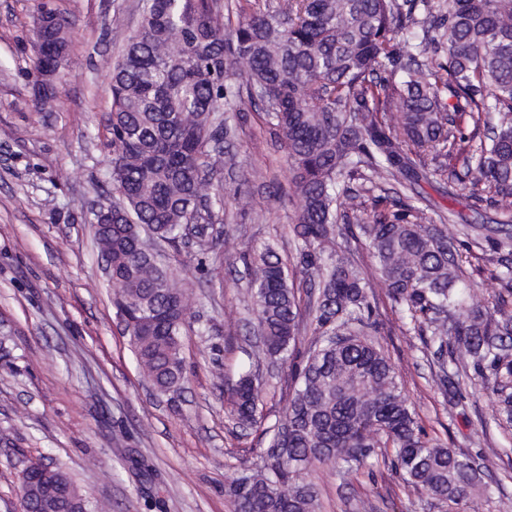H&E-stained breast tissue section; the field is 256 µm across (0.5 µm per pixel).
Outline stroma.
Masks as SVG:
<instances>
[{"label": "stroma", "instance_id": "35a3bbf8", "mask_svg": "<svg viewBox=\"0 0 512 512\" xmlns=\"http://www.w3.org/2000/svg\"><path fill=\"white\" fill-rule=\"evenodd\" d=\"M69 20L68 70L56 106L33 101L30 73L40 4ZM140 22L139 0H0V512H19L20 475L33 461L62 467L105 512H235L231 485L262 465L270 427L282 420L309 346L271 367L255 342V315L242 254L268 241L304 285L290 226L297 198L285 153L262 114L229 113L236 163L256 168L226 196L247 195L250 210L226 203L210 236L162 244L165 262L191 299L183 335L188 381L159 395L141 376L101 270L90 211L108 194L107 130L112 63ZM429 173L408 203L429 216L454 210L473 224L495 223L473 208L457 173L462 159ZM487 258L465 263L468 302L492 305L501 284ZM366 334L397 368L428 437L490 463L485 487L441 503L406 483L381 453L363 473L312 475L321 512H512V426L493 420L496 397L471 375L461 389L433 381V349L412 330L382 282L369 291ZM260 379L257 421L236 424L231 388L245 369Z\"/></svg>", "mask_w": 512, "mask_h": 512}]
</instances>
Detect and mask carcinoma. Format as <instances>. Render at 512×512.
I'll return each mask as SVG.
<instances>
[{
	"label": "carcinoma",
	"mask_w": 512,
	"mask_h": 512,
	"mask_svg": "<svg viewBox=\"0 0 512 512\" xmlns=\"http://www.w3.org/2000/svg\"><path fill=\"white\" fill-rule=\"evenodd\" d=\"M438 21L424 25L398 0H237L240 20L226 27L224 0H144L138 29L112 64L108 131L112 209L91 212L103 225L99 249L112 251V292L124 334L157 393L186 382L182 336L185 289L161 265L150 240L174 242L188 224H214L224 212L215 174L231 162L213 142L235 128L224 118L248 99L262 106L286 153L299 198L291 225L301 264L318 293L314 348L298 374L267 462L231 487L237 512H317L311 475L332 467L358 474L375 448L438 501H461L481 481L470 459L425 439L394 365L364 337L368 289L383 282L419 335H428L442 374L468 377L469 359L499 397L498 420L512 422V257L496 260L504 293L492 307L467 303L458 287L462 255L502 235L512 238V0H445ZM37 33L33 60L39 105L54 100L67 61L69 21ZM406 35L412 51L394 40ZM445 50L446 76L430 67ZM400 111L401 125L382 121ZM485 131L458 178L467 198L505 217L496 226L464 224L458 241L425 209L401 203L368 212L364 185L382 177L412 191L465 140L464 125ZM354 220L374 263L362 270L337 252L338 218ZM256 330L265 354L285 362L302 337L299 298L274 246L248 265ZM258 379L234 387L233 416L255 423ZM80 512H100L59 467L51 471Z\"/></svg>",
	"instance_id": "carcinoma-1"
}]
</instances>
